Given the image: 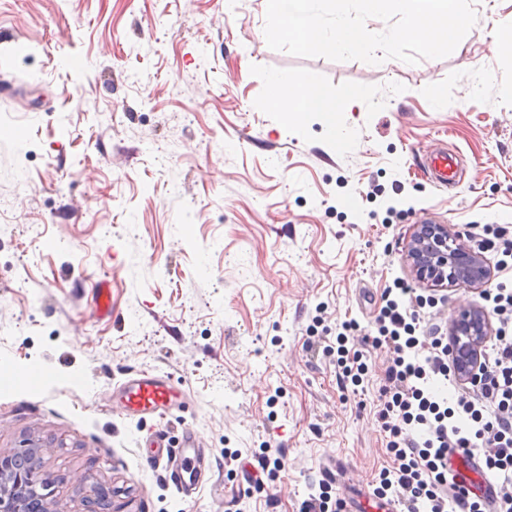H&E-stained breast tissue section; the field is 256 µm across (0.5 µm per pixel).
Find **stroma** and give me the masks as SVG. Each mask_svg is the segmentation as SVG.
<instances>
[{"label":"stroma","instance_id":"obj_1","mask_svg":"<svg viewBox=\"0 0 512 512\" xmlns=\"http://www.w3.org/2000/svg\"><path fill=\"white\" fill-rule=\"evenodd\" d=\"M447 57L332 61L271 49L264 0H0V453L52 441V512H299L322 481L366 502L390 463L376 418L389 356L364 346L365 396L311 350L323 327L369 329L416 225L475 245L512 230V0H475ZM347 102L342 143L318 113L268 106L267 76ZM459 152L455 195L417 172L423 150ZM112 283L97 315L93 281ZM480 288L425 308L449 329ZM140 372L183 397L163 417L119 412ZM194 430L203 488L170 460ZM159 438L150 463L139 443ZM277 448L265 488L224 458ZM244 495L213 503L212 486Z\"/></svg>","mask_w":512,"mask_h":512}]
</instances>
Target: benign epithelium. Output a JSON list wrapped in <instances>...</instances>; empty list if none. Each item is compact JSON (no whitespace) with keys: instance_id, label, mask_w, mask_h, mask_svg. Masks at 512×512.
Instances as JSON below:
<instances>
[{"instance_id":"7a95c632","label":"benign epithelium","mask_w":512,"mask_h":512,"mask_svg":"<svg viewBox=\"0 0 512 512\" xmlns=\"http://www.w3.org/2000/svg\"><path fill=\"white\" fill-rule=\"evenodd\" d=\"M405 260L418 281L431 287H481L492 277V269L483 250L464 243L446 224H419L405 250ZM492 324L487 314L476 308L462 310L454 318L451 339L454 343L456 375L465 382L477 372L480 353L490 340ZM50 441L32 440L14 456L0 454V512H31L32 495L40 494L38 512H50L43 491L52 478L43 470H23L19 459L43 458L51 452Z\"/></svg>"}]
</instances>
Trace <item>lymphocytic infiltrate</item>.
Returning a JSON list of instances; mask_svg holds the SVG:
<instances>
[{"instance_id": "obj_1", "label": "lymphocytic infiltrate", "mask_w": 512, "mask_h": 512, "mask_svg": "<svg viewBox=\"0 0 512 512\" xmlns=\"http://www.w3.org/2000/svg\"><path fill=\"white\" fill-rule=\"evenodd\" d=\"M380 299L371 343L393 355L377 413L391 463L379 474L375 496L400 505V512H512V289L502 283L488 289L499 322L495 342L472 397L453 407L426 389L432 378L454 377L447 337L437 328L420 330L419 311L400 304L391 289ZM356 329V322H343L336 337V374L344 387L364 386L369 377L362 351L346 346ZM452 448L483 458L498 488L495 500L483 503L458 481L448 465Z\"/></svg>"}]
</instances>
